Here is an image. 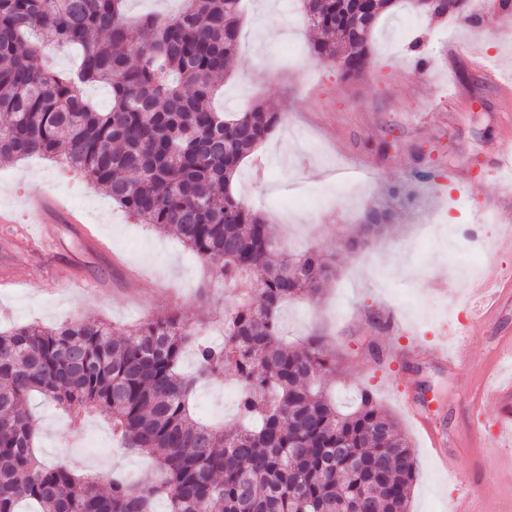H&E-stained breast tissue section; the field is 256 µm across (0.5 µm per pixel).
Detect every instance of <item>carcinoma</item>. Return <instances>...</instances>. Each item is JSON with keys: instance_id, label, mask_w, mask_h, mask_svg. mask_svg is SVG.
I'll return each instance as SVG.
<instances>
[{"instance_id": "carcinoma-1", "label": "carcinoma", "mask_w": 512, "mask_h": 512, "mask_svg": "<svg viewBox=\"0 0 512 512\" xmlns=\"http://www.w3.org/2000/svg\"><path fill=\"white\" fill-rule=\"evenodd\" d=\"M126 0H0V164L66 148L67 163L139 224L172 230L238 295L224 334L203 339L174 311L131 327L78 317L59 327L0 331V512H337L341 500L369 512H408L417 459L392 416L364 387L343 411L323 394L335 350L309 336L298 348L279 334V311L315 296L336 276L320 252L279 247L268 220L231 191L241 161L282 123L254 106L214 108L220 78L238 52L242 0H183L171 17L131 23ZM317 33L312 52L361 78L380 16L395 0H302ZM437 16L478 24L465 0H412ZM80 49L76 68L38 63L39 38ZM106 86L110 106L83 94ZM417 168L364 217L366 247L395 214L416 203L413 186L436 172ZM192 350L196 374L182 370ZM231 379L238 423L196 417L198 380ZM35 393L77 418L112 420L120 448L149 456L150 479L118 470L78 476L41 462L27 401Z\"/></svg>"}]
</instances>
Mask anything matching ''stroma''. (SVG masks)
<instances>
[{"label": "stroma", "instance_id": "35a3bbf8", "mask_svg": "<svg viewBox=\"0 0 512 512\" xmlns=\"http://www.w3.org/2000/svg\"><path fill=\"white\" fill-rule=\"evenodd\" d=\"M491 2L476 0L471 9L484 14ZM484 16L477 26L446 17L431 20L407 0H397L381 17L370 67L356 81L343 79L335 62L312 54L316 34L299 6L274 0L265 12L260 0H246L239 50L217 102L227 112L261 104L283 116L275 133L244 159L231 189L266 215L286 248L335 256V280L321 296L286 304L279 329L293 344L311 334L325 336L340 363L328 381L337 404H350L367 386L393 415L418 459L409 512H448L455 487L405 411L408 396L426 400L428 416L448 435L452 463L492 475L500 506L512 505V471L501 467L503 457L512 455V442L483 449L478 462L464 448L472 426L489 431L497 418L494 399H486L481 410L472 409L468 399L475 384L492 390L503 380L499 372H488L487 358L503 338H512V283L501 284L496 313L476 321L468 309L455 317L449 313L459 300L475 304L477 288L492 277L512 274V246L504 242L512 206L501 201L502 178L490 167L493 156H512V115L503 112L495 82L468 60L472 53L484 55L499 77L512 81V38L501 34V15ZM417 38L429 64L414 81L409 45ZM382 137L393 142L384 157L374 150ZM417 145L439 171L419 189L422 208L401 215L368 248L344 249L343 241L381 190L407 179ZM37 195L75 211L77 223L54 225L53 241L41 240L29 209ZM0 212L16 218L0 223V274L15 279L14 285H0V329L30 323L54 327L79 316L128 326L177 309L214 331L224 287L210 281L203 262L175 234L130 219L61 161L32 157L0 167ZM433 221L462 230L487 224L491 256L478 274H464L475 258L473 248L452 252L447 243L424 240ZM435 274L455 282L434 291L429 279ZM465 320L471 323L476 361L456 368L438 352L443 337ZM372 339L389 352L404 342L423 344L427 352L413 362L389 359L378 365L365 351ZM195 403L201 419L235 418V407L224 403L223 384L200 382ZM29 409L40 461L63 460L84 474L101 463L119 468L134 483L151 472V459L131 450L85 454L89 435L107 428L99 417L74 423L39 396Z\"/></svg>", "mask_w": 512, "mask_h": 512}]
</instances>
